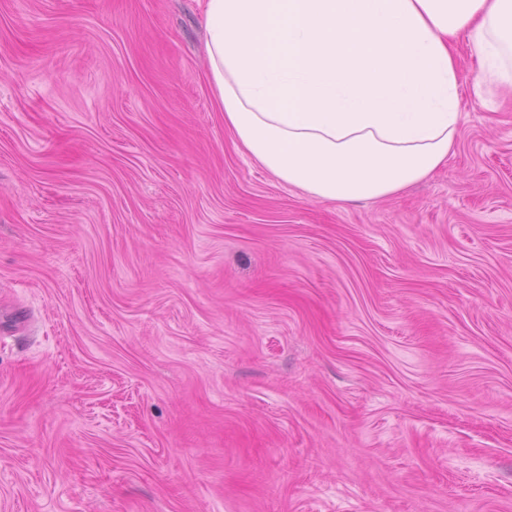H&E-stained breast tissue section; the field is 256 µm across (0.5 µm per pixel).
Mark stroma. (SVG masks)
Segmentation results:
<instances>
[{
	"label": "stroma",
	"instance_id": "1",
	"mask_svg": "<svg viewBox=\"0 0 512 512\" xmlns=\"http://www.w3.org/2000/svg\"><path fill=\"white\" fill-rule=\"evenodd\" d=\"M200 0H0V512H512V97L388 199L236 145Z\"/></svg>",
	"mask_w": 512,
	"mask_h": 512
}]
</instances>
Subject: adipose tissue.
Masks as SVG:
<instances>
[{
    "label": "adipose tissue",
    "instance_id": "obj_1",
    "mask_svg": "<svg viewBox=\"0 0 512 512\" xmlns=\"http://www.w3.org/2000/svg\"><path fill=\"white\" fill-rule=\"evenodd\" d=\"M207 78L244 151L316 201L378 200L459 135L466 35L512 87V0H204Z\"/></svg>",
    "mask_w": 512,
    "mask_h": 512
}]
</instances>
